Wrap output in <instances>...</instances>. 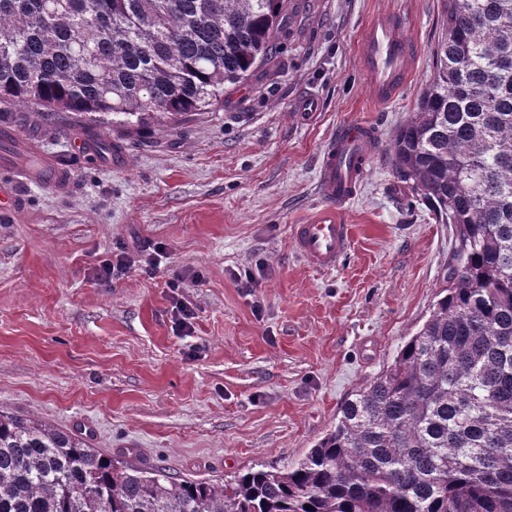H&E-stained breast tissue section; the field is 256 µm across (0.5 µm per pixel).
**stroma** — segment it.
I'll return each instance as SVG.
<instances>
[{
  "mask_svg": "<svg viewBox=\"0 0 512 512\" xmlns=\"http://www.w3.org/2000/svg\"><path fill=\"white\" fill-rule=\"evenodd\" d=\"M273 50L202 110L99 125L0 104V124L67 156L107 133L118 161L87 162L69 188L20 192L0 218V408L82 427L112 457L194 480L297 464L343 403L429 317L456 249L454 225L396 178L391 144L436 65L444 0H283ZM381 10L405 16L416 69L396 100L367 99L357 42ZM315 96L319 107L302 112ZM371 123L379 146L347 209L351 250L318 271L290 227L318 205V161L337 126ZM159 253L110 283L103 261ZM251 269L258 285L241 288ZM182 276L171 290L167 282ZM195 313L180 335L175 306Z\"/></svg>",
  "mask_w": 512,
  "mask_h": 512,
  "instance_id": "35a3bbf8",
  "label": "stroma"
}]
</instances>
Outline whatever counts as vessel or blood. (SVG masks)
Instances as JSON below:
<instances>
[{"mask_svg":"<svg viewBox=\"0 0 512 512\" xmlns=\"http://www.w3.org/2000/svg\"><path fill=\"white\" fill-rule=\"evenodd\" d=\"M368 96L376 104L393 101L411 78L417 50L402 16L385 12L368 22L358 43ZM377 148V134L370 124L349 122L337 127L320 161L317 182L320 203L301 223L292 225L296 253L312 268L338 267L351 248L350 227L344 219L346 205L355 198ZM89 141L77 139L67 157L43 156L30 167L16 165L13 156L0 159V177L11 185H36L54 191L69 187L73 158H89Z\"/></svg>","mask_w":512,"mask_h":512,"instance_id":"b4317fda","label":"vessel or blood"}]
</instances>
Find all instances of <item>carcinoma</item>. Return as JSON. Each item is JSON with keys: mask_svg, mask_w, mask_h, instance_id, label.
Returning a JSON list of instances; mask_svg holds the SVG:
<instances>
[{"mask_svg": "<svg viewBox=\"0 0 512 512\" xmlns=\"http://www.w3.org/2000/svg\"><path fill=\"white\" fill-rule=\"evenodd\" d=\"M282 0H0V102L145 123L197 111L271 50ZM396 177L459 265L393 363L295 466L178 479L0 410V512H512V0H445Z\"/></svg>", "mask_w": 512, "mask_h": 512, "instance_id": "1", "label": "carcinoma"}]
</instances>
